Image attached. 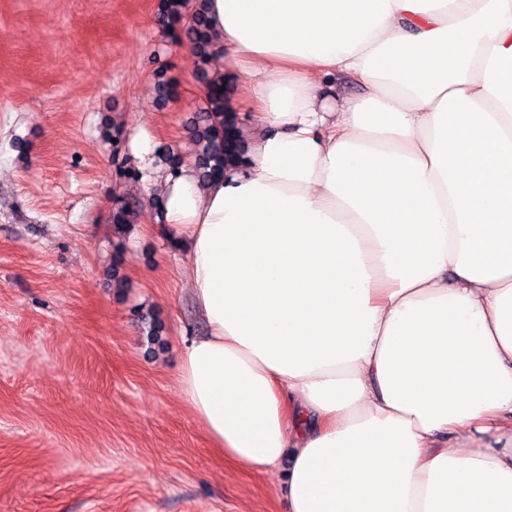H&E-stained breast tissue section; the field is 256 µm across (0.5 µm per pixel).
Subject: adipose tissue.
<instances>
[{"label":"adipose tissue","mask_w":512,"mask_h":512,"mask_svg":"<svg viewBox=\"0 0 512 512\" xmlns=\"http://www.w3.org/2000/svg\"><path fill=\"white\" fill-rule=\"evenodd\" d=\"M202 8L242 163L128 134L207 328L190 414L287 512H512V0Z\"/></svg>","instance_id":"obj_1"}]
</instances>
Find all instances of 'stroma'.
Instances as JSON below:
<instances>
[{
    "label": "stroma",
    "instance_id": "obj_1",
    "mask_svg": "<svg viewBox=\"0 0 512 512\" xmlns=\"http://www.w3.org/2000/svg\"><path fill=\"white\" fill-rule=\"evenodd\" d=\"M157 4L0 0V512L285 509L275 476L221 461L180 396L181 339L206 332L190 270L106 138L142 126L154 155L189 151L198 58Z\"/></svg>",
    "mask_w": 512,
    "mask_h": 512
}]
</instances>
